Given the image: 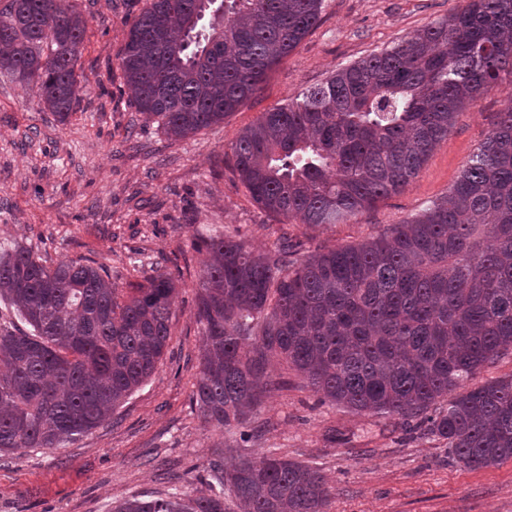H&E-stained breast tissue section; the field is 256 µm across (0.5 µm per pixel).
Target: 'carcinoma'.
<instances>
[{"mask_svg": "<svg viewBox=\"0 0 512 512\" xmlns=\"http://www.w3.org/2000/svg\"><path fill=\"white\" fill-rule=\"evenodd\" d=\"M324 0H150L119 67L145 121L180 140L224 122L320 20ZM87 21L72 0H7L0 73L64 121ZM512 76V0H469L415 36L277 105L231 143L233 171L279 223L345 224L403 191L455 114ZM193 400L204 423L248 441L284 363L321 403L428 424L461 466L512 459V375L465 384L512 348V95L448 195L377 236L302 255L214 229L202 238ZM176 284H112L86 259L49 267L0 251V451L57 448L104 425L155 371ZM211 495L125 500L115 512H326L320 470L273 452L210 463Z\"/></svg>", "mask_w": 512, "mask_h": 512, "instance_id": "1", "label": "carcinoma"}]
</instances>
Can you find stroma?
I'll list each match as a JSON object with an SVG mask.
<instances>
[{"label":"stroma","mask_w":512,"mask_h":512,"mask_svg":"<svg viewBox=\"0 0 512 512\" xmlns=\"http://www.w3.org/2000/svg\"><path fill=\"white\" fill-rule=\"evenodd\" d=\"M87 20L76 70L86 93L67 122L42 111L34 91L0 75V248L22 243L54 265L91 259L116 288L160 270L177 284L167 351L111 423L62 448L0 452V512H114L134 496L171 489L210 494V461L278 450L319 467L328 512H512V460L484 469L455 463L442 440L404 435L390 418L318 404L286 366L242 443L202 421L191 395L201 336L194 311L212 227L240 233L256 250L280 235L304 250L364 240L444 197L479 151L506 103L502 83L458 112L446 139L404 191L357 220L311 227L278 223L230 170V144L273 106L294 100L333 71L462 11L467 0H325L319 24L224 123L184 140L136 112L118 66L147 0H75ZM345 435L329 438L330 430Z\"/></svg>","instance_id":"obj_1"}]
</instances>
